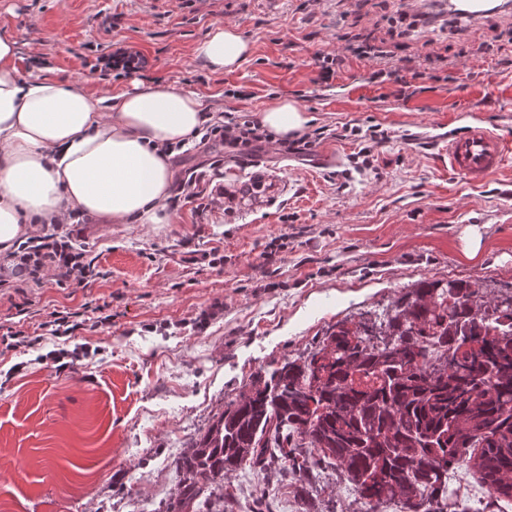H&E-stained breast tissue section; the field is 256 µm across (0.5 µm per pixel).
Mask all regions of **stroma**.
<instances>
[{"label": "stroma", "mask_w": 512, "mask_h": 512, "mask_svg": "<svg viewBox=\"0 0 512 512\" xmlns=\"http://www.w3.org/2000/svg\"><path fill=\"white\" fill-rule=\"evenodd\" d=\"M394 0H0V29L23 70L55 68L95 90L163 80L199 94L207 111L257 117L289 98L309 115L301 154L192 140L170 162L166 224L56 226L93 260L98 279L60 288L26 279L0 288V512H163L176 497L175 461L257 372L312 350L336 322L382 314L419 280L466 279L491 298L512 292V155L483 183L448 168V136L483 120L512 139V10L454 17L450 31L391 36ZM252 50L231 72L195 56L218 25ZM385 41L423 64L411 96L369 82L349 59L318 79L317 52L346 38ZM142 53L146 71L115 79L97 65L113 47ZM378 126L365 143L343 126ZM193 181L194 197L182 182ZM279 248L266 260L270 243ZM475 258H468L470 248ZM218 251L223 261L209 263ZM79 313L70 341L47 334ZM85 345L61 367L48 351ZM267 474H228L230 512H249ZM323 512H365L333 469L316 484Z\"/></svg>", "instance_id": "obj_1"}]
</instances>
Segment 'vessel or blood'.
<instances>
[{"label": "vessel or blood", "mask_w": 512, "mask_h": 512, "mask_svg": "<svg viewBox=\"0 0 512 512\" xmlns=\"http://www.w3.org/2000/svg\"><path fill=\"white\" fill-rule=\"evenodd\" d=\"M448 10L472 17L492 11V0H447ZM512 154V141L475 122L448 138V167L473 183L483 182Z\"/></svg>", "instance_id": "vessel-or-blood-1"}]
</instances>
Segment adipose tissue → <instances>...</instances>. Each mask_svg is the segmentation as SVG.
<instances>
[{
    "instance_id": "adipose-tissue-1",
    "label": "adipose tissue",
    "mask_w": 512,
    "mask_h": 512,
    "mask_svg": "<svg viewBox=\"0 0 512 512\" xmlns=\"http://www.w3.org/2000/svg\"><path fill=\"white\" fill-rule=\"evenodd\" d=\"M233 27H215L197 49L214 72L249 55ZM207 116L200 95L163 81L129 92L22 72L17 42L0 32V256L35 224H66L79 214L109 224H162L173 172L164 149L189 142ZM260 124L283 139L309 117L294 101L264 107Z\"/></svg>"
}]
</instances>
